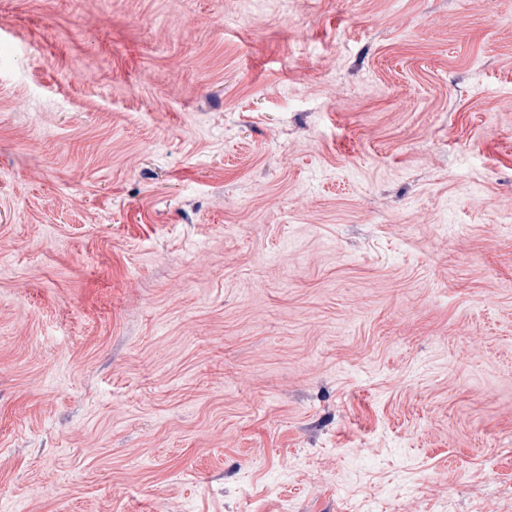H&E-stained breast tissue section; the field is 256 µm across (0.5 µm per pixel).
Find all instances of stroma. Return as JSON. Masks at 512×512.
I'll return each mask as SVG.
<instances>
[{
    "mask_svg": "<svg viewBox=\"0 0 512 512\" xmlns=\"http://www.w3.org/2000/svg\"><path fill=\"white\" fill-rule=\"evenodd\" d=\"M512 0H0V512H512Z\"/></svg>",
    "mask_w": 512,
    "mask_h": 512,
    "instance_id": "obj_1",
    "label": "stroma"
}]
</instances>
